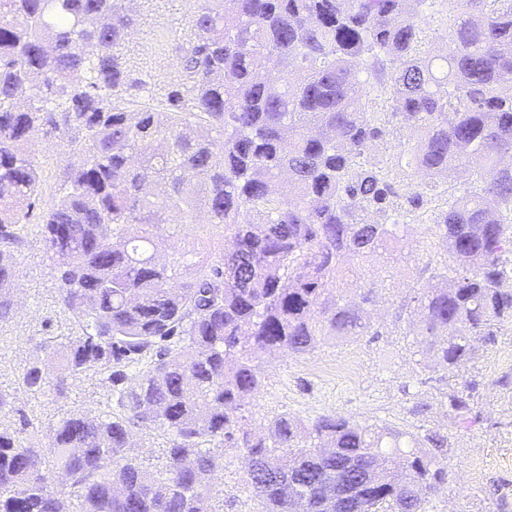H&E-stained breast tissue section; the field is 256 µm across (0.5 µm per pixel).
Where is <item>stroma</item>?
<instances>
[{
  "instance_id": "1",
  "label": "stroma",
  "mask_w": 512,
  "mask_h": 512,
  "mask_svg": "<svg viewBox=\"0 0 512 512\" xmlns=\"http://www.w3.org/2000/svg\"><path fill=\"white\" fill-rule=\"evenodd\" d=\"M191 7L190 0H169L153 31L137 33V41L169 46L173 32L187 28ZM33 150L41 164L43 197L52 199L66 148L51 135L38 138ZM423 236L422 228L410 230L399 243L397 263L374 256L341 281L345 295L373 289L367 307L373 335L326 336L311 352H282L266 360L265 383L248 406L246 424L259 434L278 412L303 420L337 412L364 425L415 435L437 432L448 439L437 452L448 467V481L431 496L428 512H512V330L478 344L474 359L459 371H437L431 355L419 349L416 326L408 322L410 298L432 284L420 272ZM225 243L219 226L196 224L178 234L179 247L191 249L197 260L212 259ZM16 257L15 310L0 322V396L6 401L0 422L20 438L44 444L50 421L78 410L101 413L107 391L89 374L69 378L61 393L50 388L36 396L22 385L24 369L40 354L39 343L65 339L72 330L57 302L58 266L44 253L35 230H28ZM346 362L357 364L355 378L337 375V365ZM460 389L470 397L472 423L466 428L446 400ZM239 455V449L228 448L220 460L213 481L219 512H259Z\"/></svg>"
}]
</instances>
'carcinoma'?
<instances>
[{"mask_svg": "<svg viewBox=\"0 0 512 512\" xmlns=\"http://www.w3.org/2000/svg\"><path fill=\"white\" fill-rule=\"evenodd\" d=\"M149 2L0 0V321L19 231L38 208L76 330L43 347L56 391L92 371L110 400L48 423L46 448L0 428V512H215L227 444L260 512H336L326 492L347 481L350 512H427L448 469L422 444L444 437L286 412L258 435L244 411L265 357L370 332L373 289L344 298L337 282L350 261L397 260L414 226L445 255L421 268L441 285L411 298L436 367L460 370L512 324V0H452L435 56L422 23L438 0H192L158 90L129 46ZM363 72L393 113L357 95ZM389 115L415 138L408 166L449 183L428 211L420 191L406 208L395 200L402 158L364 160ZM41 134L77 158L47 203L30 149ZM475 158V186L453 185ZM392 212L403 222L386 223ZM200 215L234 249L160 262L178 236L171 217ZM134 364L145 369L131 377ZM22 384L44 393L41 362ZM136 429L162 430L160 465L129 452Z\"/></svg>", "mask_w": 512, "mask_h": 512, "instance_id": "carcinoma-1", "label": "carcinoma"}]
</instances>
